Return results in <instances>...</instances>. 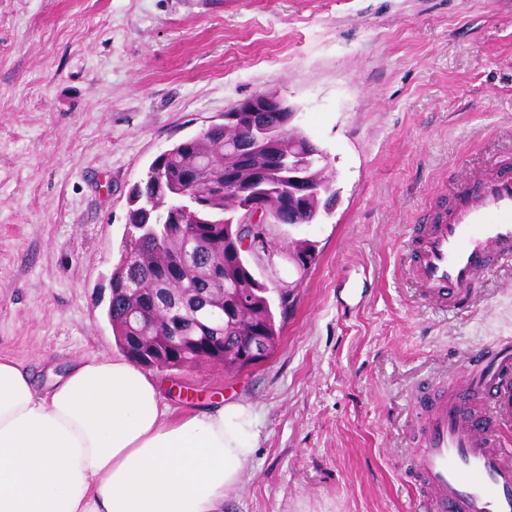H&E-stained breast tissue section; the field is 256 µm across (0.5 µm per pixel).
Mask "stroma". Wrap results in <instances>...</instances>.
Listing matches in <instances>:
<instances>
[{
  "mask_svg": "<svg viewBox=\"0 0 512 512\" xmlns=\"http://www.w3.org/2000/svg\"><path fill=\"white\" fill-rule=\"evenodd\" d=\"M268 91L328 156L338 201L271 224L260 281L313 242L276 351L159 372L177 411L250 402L253 474L224 512H417L419 397L512 336V264L445 313L405 276L415 225L512 150V0H0V356L39 387L120 349L105 316L131 188Z\"/></svg>",
  "mask_w": 512,
  "mask_h": 512,
  "instance_id": "1",
  "label": "stroma"
}]
</instances>
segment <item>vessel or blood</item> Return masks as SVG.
I'll return each instance as SVG.
<instances>
[{
  "instance_id": "1",
  "label": "vessel or blood",
  "mask_w": 512,
  "mask_h": 512,
  "mask_svg": "<svg viewBox=\"0 0 512 512\" xmlns=\"http://www.w3.org/2000/svg\"><path fill=\"white\" fill-rule=\"evenodd\" d=\"M411 243L419 296L448 312L468 307L480 276L512 262V174L495 164L465 180ZM413 423L427 512H512V336L471 351L452 390L420 397Z\"/></svg>"
}]
</instances>
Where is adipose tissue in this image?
I'll return each mask as SVG.
<instances>
[{
  "label": "adipose tissue",
  "instance_id": "1",
  "mask_svg": "<svg viewBox=\"0 0 512 512\" xmlns=\"http://www.w3.org/2000/svg\"><path fill=\"white\" fill-rule=\"evenodd\" d=\"M256 448L251 404L174 414L124 358L81 359L45 391L0 358V512H224Z\"/></svg>",
  "mask_w": 512,
  "mask_h": 512
}]
</instances>
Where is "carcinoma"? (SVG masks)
I'll list each match as a JSON object with an SVG mask.
<instances>
[{"label":"carcinoma","instance_id":"1","mask_svg":"<svg viewBox=\"0 0 512 512\" xmlns=\"http://www.w3.org/2000/svg\"><path fill=\"white\" fill-rule=\"evenodd\" d=\"M267 124L282 141H306L296 126H282L274 112ZM252 137L247 116L210 126L167 150L153 164L161 172L149 170L147 179L130 193V208L120 257L112 268V302L106 316L112 323L117 346L127 352L130 336H167L179 359L202 360L210 347L196 353L183 350V338H207L224 345V367L243 369L233 355L250 329L263 326L270 338V351L279 345L285 320L294 302V289L276 280H258L249 261L231 254L224 242L242 234V219H234L240 202L234 189L224 187V173L238 175V183L261 175L267 181L264 204L268 219L284 200V179L266 169V157L257 152L248 167L239 165L235 154L226 150L229 141L244 142ZM316 190L309 204L328 212L336 200L333 180L319 166L311 173ZM132 280L137 290H127ZM242 295L246 304L236 316L220 322L205 313L173 308L169 301L187 303L206 297L216 306L227 297Z\"/></svg>","mask_w":512,"mask_h":512}]
</instances>
